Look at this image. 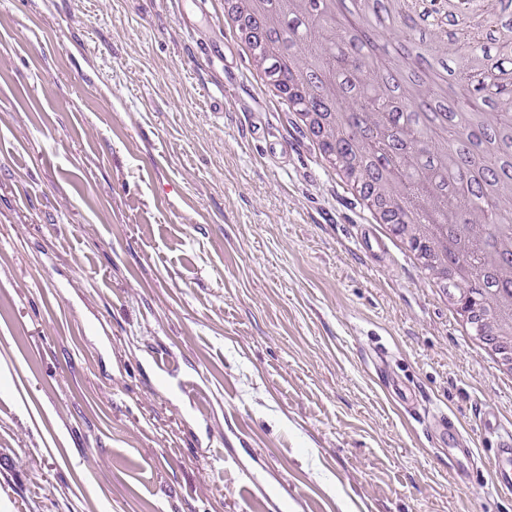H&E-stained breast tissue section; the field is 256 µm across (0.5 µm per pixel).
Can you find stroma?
Here are the masks:
<instances>
[{
    "mask_svg": "<svg viewBox=\"0 0 512 512\" xmlns=\"http://www.w3.org/2000/svg\"><path fill=\"white\" fill-rule=\"evenodd\" d=\"M185 8L0 0V512H267L243 465L283 512H512L477 415L512 424V383L390 241L358 251L224 0L191 33Z\"/></svg>",
    "mask_w": 512,
    "mask_h": 512,
    "instance_id": "obj_1",
    "label": "stroma"
}]
</instances>
